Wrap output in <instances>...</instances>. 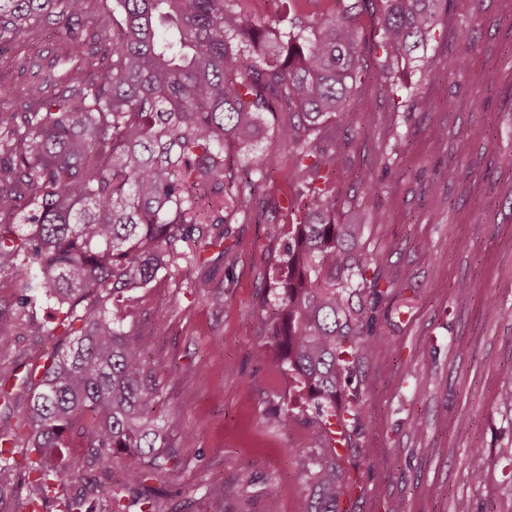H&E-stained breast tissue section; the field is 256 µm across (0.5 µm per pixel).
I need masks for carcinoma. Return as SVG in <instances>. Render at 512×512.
<instances>
[{"label":"carcinoma","mask_w":512,"mask_h":512,"mask_svg":"<svg viewBox=\"0 0 512 512\" xmlns=\"http://www.w3.org/2000/svg\"><path fill=\"white\" fill-rule=\"evenodd\" d=\"M276 2L277 18L262 22L244 0H104L96 12L89 0H0V45L36 22L67 30L24 110L0 112V273L25 271L20 308L54 303L48 335L64 337L29 412L0 423V502L17 497L24 472L30 512L53 497L81 512L95 487L68 494L81 462L56 463L73 431L90 449L86 464L148 454L149 479H168L153 416L159 381L141 337L124 330L122 303L172 263L201 262L224 225L249 215L265 175L234 156L268 138L291 153L296 224L269 288L267 336L322 427L336 421L352 447L363 398L351 383L371 347L365 303L397 284L354 255L366 224L336 223V152L307 137L345 122L367 78L364 14H379L372 50L388 71L422 58L449 0H331L310 26L307 0ZM90 52L108 59L92 79ZM282 113L288 120L270 123ZM341 459L326 447L312 464V512H336L347 493ZM122 500L108 492L100 512H126Z\"/></svg>","instance_id":"obj_1"}]
</instances>
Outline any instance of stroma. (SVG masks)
Wrapping results in <instances>:
<instances>
[{
	"label": "stroma",
	"mask_w": 512,
	"mask_h": 512,
	"mask_svg": "<svg viewBox=\"0 0 512 512\" xmlns=\"http://www.w3.org/2000/svg\"><path fill=\"white\" fill-rule=\"evenodd\" d=\"M64 37L42 23L0 48V111L18 110L36 79L11 59L35 46L51 58ZM364 67L370 78L351 96L346 126L309 138L338 148L339 220L378 192L381 217L370 220L362 253L397 284L366 315L372 346L354 380L362 415L343 455L351 490L336 512H454L460 497L474 512H512V456L503 453L512 446V0H449L419 67L387 77L373 55ZM473 71L493 83L469 80ZM369 109L376 120L366 124ZM248 164L270 171L267 196L292 193L287 149L260 145ZM227 230L203 263L179 260L124 302L127 328L160 370L153 414L173 462L158 496L167 512H267L272 490L278 512H310L309 468L325 434L287 373L253 354L287 219L260 203ZM18 278L0 274V337L14 343L0 356L11 392L0 420L27 412L60 342L46 333L49 309L19 310ZM461 283L470 294H457ZM281 411L290 422L271 424ZM369 451L377 466L366 464ZM148 467L120 454L80 474L122 490L129 512H142ZM224 486L232 496L215 495Z\"/></svg>",
	"instance_id": "stroma-1"
}]
</instances>
